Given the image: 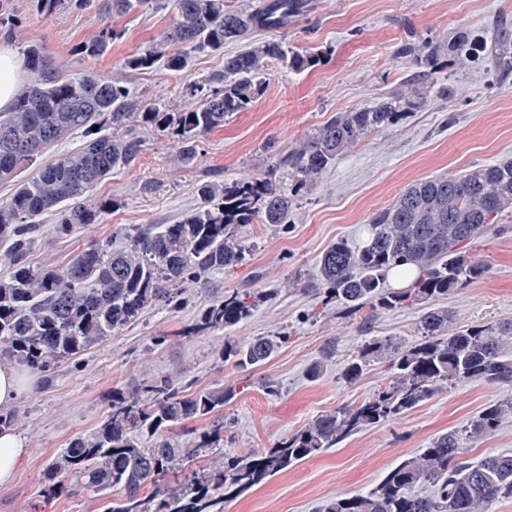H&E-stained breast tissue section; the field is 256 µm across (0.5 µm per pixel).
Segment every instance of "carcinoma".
Here are the masks:
<instances>
[{
  "label": "carcinoma",
  "mask_w": 512,
  "mask_h": 512,
  "mask_svg": "<svg viewBox=\"0 0 512 512\" xmlns=\"http://www.w3.org/2000/svg\"><path fill=\"white\" fill-rule=\"evenodd\" d=\"M92 0H37L49 16L58 8L83 11ZM109 14L140 9L170 10L174 21L160 44L127 57L128 71L149 70L161 61L182 72L193 52H216L227 42H246L224 58V70L184 85L194 108L176 111L162 99H139L125 82L90 67L63 78L39 46L25 50L28 84L0 112V182L29 167L45 149L80 133V148L59 155L17 183L0 202V246L7 274L0 277V365L30 370L48 380L60 364L90 350L157 305L170 310L184 303L186 288L214 271L231 270L246 258L239 228L258 222L288 223L294 199L336 164V159L371 133L400 123L437 85L442 45L404 42L398 55L414 71L404 89L382 94L361 109L342 112L294 146L274 150L272 174L209 183L198 190L197 206L173 224L120 228L128 244L112 249L98 240L66 262L35 263L31 256L39 219L55 216V233L70 237L98 224L107 204L92 192L116 170L135 164L143 151L136 123L178 146L179 164L194 162L198 141L248 110L266 87L269 66L303 72L318 64L321 49L298 50L282 38L310 11L309 0H258L232 10L226 0H106ZM272 38L252 42L255 31ZM123 33L108 25L78 47L87 59L103 56ZM170 43L181 45L165 52ZM471 47L459 31L448 40V54ZM484 52L498 74L512 75V21L496 24ZM512 215V158L408 185L386 208L371 215L359 244L339 240L319 261L311 291L351 315H361L362 331L385 311L425 307L412 340L365 337L343 375L359 379L376 359L389 357L390 381L357 404H341L318 416L273 447L234 455L224 465L199 472L203 452L223 440L224 404L230 388L191 392L164 380L145 384L129 396L112 399L104 420L88 435L71 440L48 465L47 490L57 495L63 474L96 493L103 512H220L228 499L248 492L280 472L335 447L359 430L398 420L448 384L482 382L512 386V358L502 351L512 337V321L458 326L453 311L439 305L448 295L483 278L487 265L464 247ZM412 277L404 288H389L388 275ZM256 294L233 288L202 312L195 331L231 327L247 319ZM285 336L225 343L224 361L243 370L262 365ZM512 415V400L487 404L466 424L433 438L389 470L372 489L338 497L320 512H490L512 499V454H489L474 461L465 449L491 435ZM204 417L210 427L186 444L180 432ZM430 486L429 494H416ZM149 494H144L145 489Z\"/></svg>",
  "instance_id": "1"
}]
</instances>
